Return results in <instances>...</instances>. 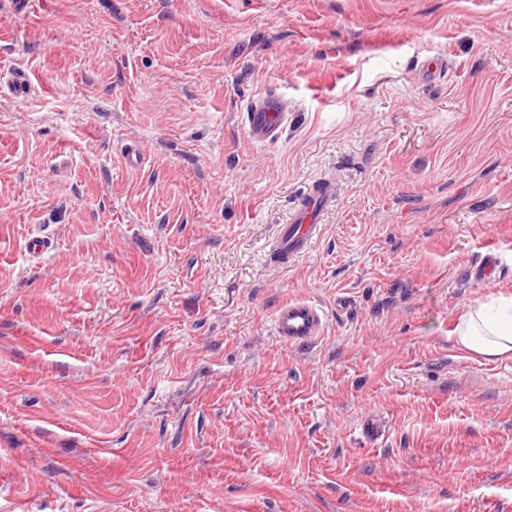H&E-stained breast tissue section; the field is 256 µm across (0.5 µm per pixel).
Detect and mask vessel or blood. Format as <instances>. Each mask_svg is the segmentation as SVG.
Wrapping results in <instances>:
<instances>
[{
  "instance_id": "b4317fda",
  "label": "vessel or blood",
  "mask_w": 512,
  "mask_h": 512,
  "mask_svg": "<svg viewBox=\"0 0 512 512\" xmlns=\"http://www.w3.org/2000/svg\"><path fill=\"white\" fill-rule=\"evenodd\" d=\"M288 119V105L278 92L264 90L247 106L245 129L259 142L278 138ZM334 190L324 184L310 192L292 214L288 223L280 225L274 255L288 262L305 254L321 229V217L333 201ZM326 318L322 309L307 300L282 304L275 312L273 330L278 339L289 346L304 345L323 335Z\"/></svg>"
}]
</instances>
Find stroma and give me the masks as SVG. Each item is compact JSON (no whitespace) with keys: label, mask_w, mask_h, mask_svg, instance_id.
Masks as SVG:
<instances>
[{"label":"stroma","mask_w":512,"mask_h":512,"mask_svg":"<svg viewBox=\"0 0 512 512\" xmlns=\"http://www.w3.org/2000/svg\"><path fill=\"white\" fill-rule=\"evenodd\" d=\"M12 70L0 512H512V360L451 336L512 296V0H0ZM290 300L314 343L274 335ZM288 119V105L273 89L255 95L247 106L245 130L255 141L277 139ZM329 184L313 189L292 214L289 224H280L274 255L282 263L305 254L321 229V217L333 202ZM326 318L322 309L308 300L282 304L273 319L274 334L285 345H304L324 334Z\"/></svg>","instance_id":"1"}]
</instances>
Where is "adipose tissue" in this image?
<instances>
[{"instance_id": "adipose-tissue-1", "label": "adipose tissue", "mask_w": 512, "mask_h": 512, "mask_svg": "<svg viewBox=\"0 0 512 512\" xmlns=\"http://www.w3.org/2000/svg\"><path fill=\"white\" fill-rule=\"evenodd\" d=\"M452 335L456 345L487 361L512 358V306L481 303L461 313Z\"/></svg>"}]
</instances>
